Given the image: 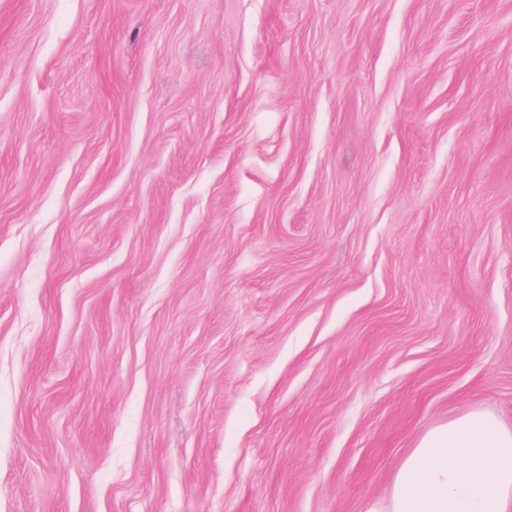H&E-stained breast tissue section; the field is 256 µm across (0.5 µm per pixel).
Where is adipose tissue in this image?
I'll use <instances>...</instances> for the list:
<instances>
[{
	"instance_id": "adipose-tissue-1",
	"label": "adipose tissue",
	"mask_w": 512,
	"mask_h": 512,
	"mask_svg": "<svg viewBox=\"0 0 512 512\" xmlns=\"http://www.w3.org/2000/svg\"><path fill=\"white\" fill-rule=\"evenodd\" d=\"M363 512H512V426L473 408L427 429Z\"/></svg>"
}]
</instances>
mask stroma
<instances>
[{
  "label": "stroma",
  "instance_id": "35a3bbf8",
  "mask_svg": "<svg viewBox=\"0 0 512 512\" xmlns=\"http://www.w3.org/2000/svg\"><path fill=\"white\" fill-rule=\"evenodd\" d=\"M512 424V0H0V512H362Z\"/></svg>",
  "mask_w": 512,
  "mask_h": 512
}]
</instances>
